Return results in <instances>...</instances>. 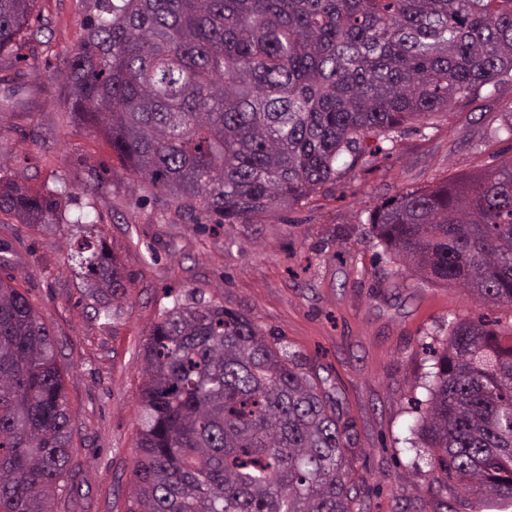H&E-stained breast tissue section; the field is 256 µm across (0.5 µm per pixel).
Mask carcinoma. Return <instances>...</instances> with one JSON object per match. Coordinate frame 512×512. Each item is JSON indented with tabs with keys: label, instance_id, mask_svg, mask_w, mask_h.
<instances>
[{
	"label": "carcinoma",
	"instance_id": "carcinoma-1",
	"mask_svg": "<svg viewBox=\"0 0 512 512\" xmlns=\"http://www.w3.org/2000/svg\"><path fill=\"white\" fill-rule=\"evenodd\" d=\"M35 0H0V52ZM63 72L68 109L149 192L196 223L290 210L352 170L371 134L394 141L512 82V0H97ZM400 193L368 212L396 266L512 314V158ZM0 175V213L66 217L74 195ZM95 315L125 276L101 239L75 250ZM128 512H353L336 402L278 338L215 302L174 297L149 333ZM407 442L430 482L512 507V322L448 321ZM75 417L55 342L0 279V512H53Z\"/></svg>",
	"mask_w": 512,
	"mask_h": 512
}]
</instances>
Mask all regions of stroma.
<instances>
[{
	"instance_id": "1",
	"label": "stroma",
	"mask_w": 512,
	"mask_h": 512,
	"mask_svg": "<svg viewBox=\"0 0 512 512\" xmlns=\"http://www.w3.org/2000/svg\"><path fill=\"white\" fill-rule=\"evenodd\" d=\"M96 0H37L33 32L0 53V157L34 190L63 177L77 190L70 215L96 214L127 292L115 320L96 317L80 268L78 228L30 227L0 215V278L40 312L65 371L75 415L66 489L56 512H127L139 427L143 345L174 297L213 301L273 333L324 380L351 438L347 461L359 512H433L430 486L406 443L428 363L423 339L453 316L498 317L466 291L396 277L367 224L373 206L437 179L475 172L512 116V83L482 90L439 126L414 124L396 142L370 136L354 173L250 224H194L172 199L113 155L94 127L67 111L65 54Z\"/></svg>"
}]
</instances>
